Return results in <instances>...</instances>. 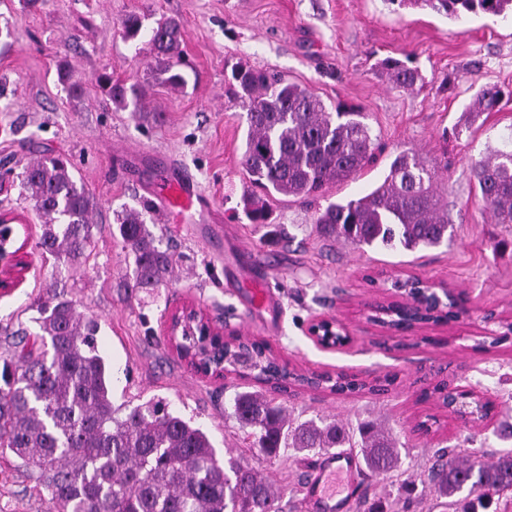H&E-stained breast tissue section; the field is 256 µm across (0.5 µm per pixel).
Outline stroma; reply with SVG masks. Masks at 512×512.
I'll use <instances>...</instances> for the list:
<instances>
[{
	"instance_id": "obj_1",
	"label": "stroma",
	"mask_w": 512,
	"mask_h": 512,
	"mask_svg": "<svg viewBox=\"0 0 512 512\" xmlns=\"http://www.w3.org/2000/svg\"><path fill=\"white\" fill-rule=\"evenodd\" d=\"M131 13L147 29L166 18L181 22L190 62L184 89L155 80L147 45L122 38L119 24ZM0 29V213L13 217L12 244L25 246L32 262L18 288L0 297V336L21 327L36 332L30 302L53 283L64 285L80 311L98 319L101 354L122 361L115 405L166 399L207 430L218 451H232L274 480L293 512H308L300 477L311 465L300 454L269 460L245 446L224 415L241 380L197 373L170 349L163 329L176 306L194 303L215 325L265 343L299 373L344 372L368 384L397 374L384 395L306 388L288 409L353 425L379 418L400 441L407 473L420 474L435 449L463 446L468 434L433 391L444 379L493 402L478 435L484 448H512L497 434L501 421H512V339L494 342L483 319L489 311L512 318V226L494 223L470 180L472 162L512 141V100L454 131L481 86L512 91L511 15L451 19L390 0H39L33 8L0 0ZM388 57L418 67L423 86L393 87L379 70ZM63 61L81 97L60 80ZM241 63L311 90L327 107L364 112L374 163L314 201L267 196L268 223H250L241 204L250 188L240 164L246 112L231 89ZM103 70L141 87L151 120L113 108L95 82ZM403 151L436 169L440 203L454 224L448 243L415 252L361 249L316 232L317 210L370 192ZM43 153L67 155L93 203L94 248L74 272H56L55 260L35 247L42 218L23 195L20 175ZM183 175L199 201L192 217L172 222L155 194ZM125 210L140 211L160 247L176 253L174 287L127 289L132 260L114 235ZM410 275L447 284L466 313L385 337L367 321V308L396 296V282ZM257 289L270 299L262 310L251 300ZM330 316L347 328L343 348L321 349L307 333L314 319ZM0 512H48L29 475L2 459Z\"/></svg>"
}]
</instances>
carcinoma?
Listing matches in <instances>:
<instances>
[{"instance_id": "1", "label": "carcinoma", "mask_w": 512, "mask_h": 512, "mask_svg": "<svg viewBox=\"0 0 512 512\" xmlns=\"http://www.w3.org/2000/svg\"><path fill=\"white\" fill-rule=\"evenodd\" d=\"M459 19L470 14L512 13V0H389L416 5ZM141 16L121 21L125 39H138ZM182 30L174 20H160L148 45L156 70L174 88H183L187 66ZM396 88L423 83L420 70L392 57L380 62ZM234 95L247 114L241 164L250 182L267 193L319 197L327 187L347 180L373 163L375 143L366 114L336 107L329 110L308 89L288 83L246 64L233 70ZM95 81L117 109L141 108V91L99 73ZM502 90L484 86L461 115L471 126L497 107ZM484 208L497 224H512V148L493 149L470 167ZM435 168L418 155L401 152L383 181L370 193L329 204L316 212L314 224L357 248L388 247L415 251L438 247L451 237L448 215L435 193ZM21 184L26 198L45 218L37 247L67 270L85 265L92 252L94 224L91 200L75 181L63 155H43L27 164ZM243 211L253 224L268 223L263 200L242 196ZM119 243L134 259L132 288H166L176 265L174 254L155 246V236L136 211L118 217ZM38 331L12 337L0 357V455L12 454L46 491L50 512H283L282 490L252 465L218 455L208 433L170 408L152 400L133 407L114 406L109 370L98 348V319L77 310L75 302L52 292L30 304ZM241 347L224 341V352L212 363L236 372L225 354ZM254 381L275 379V356L253 344ZM292 386L336 394H357L366 387L355 378L324 373L313 378L292 373ZM227 416L243 441L266 459L293 450L306 456L330 448H356L366 485L352 504L353 512H410L416 499L431 497L460 512L512 506V450L488 453L471 445L463 455L438 448L427 470L401 483L396 497L371 495V481L401 467L398 439L380 422L366 420L351 428L336 418L298 420L283 402L261 390L234 391ZM468 495L460 497L463 490Z\"/></svg>"}]
</instances>
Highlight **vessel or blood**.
I'll use <instances>...</instances> for the list:
<instances>
[{
  "instance_id": "b4317fda",
  "label": "vessel or blood",
  "mask_w": 512,
  "mask_h": 512,
  "mask_svg": "<svg viewBox=\"0 0 512 512\" xmlns=\"http://www.w3.org/2000/svg\"><path fill=\"white\" fill-rule=\"evenodd\" d=\"M197 196L194 184L187 179L174 180L158 194L165 214L177 216L189 214ZM357 476L356 462L349 454L327 453L304 488L305 500L312 512H348L353 501L350 490Z\"/></svg>"
}]
</instances>
